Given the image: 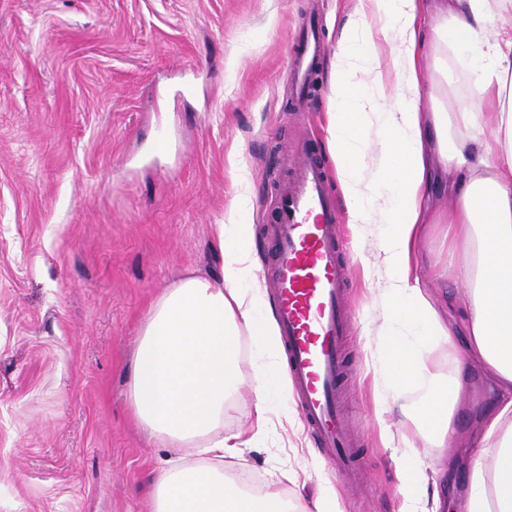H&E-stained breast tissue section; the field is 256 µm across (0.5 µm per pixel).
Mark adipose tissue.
Returning <instances> with one entry per match:
<instances>
[{
    "label": "adipose tissue",
    "instance_id": "ef3b65f1",
    "mask_svg": "<svg viewBox=\"0 0 512 512\" xmlns=\"http://www.w3.org/2000/svg\"><path fill=\"white\" fill-rule=\"evenodd\" d=\"M337 43L331 66L328 144L358 237L370 225L388 230L380 241L388 271L383 290L379 354L396 394L414 393L413 422L430 448L454 444L451 418L461 398V377L476 364L500 391L480 425L481 450L455 512H512V0H450L429 30L420 19L429 0H368ZM396 47L394 77L363 80L373 67L367 50L372 19ZM452 48L470 63L472 99L449 111L455 90L425 92L423 61ZM377 126L375 144L365 132ZM482 151L472 145L481 132ZM456 174V203L448 222V266L460 293L448 303L462 319L450 324L430 293L410 278L423 236V203L431 169ZM225 223L215 225L223 264L219 277L195 275L173 282L142 323L133 357L130 407L164 448L191 449L195 460L168 461L156 476L153 512H337L327 489L312 504L267 486L257 491L229 476L224 460L251 448L266 434L267 394L287 387L278 329L273 318L256 319L253 229L241 220L251 203L248 175ZM252 336L267 357L244 374L241 336ZM431 347L447 349L455 368L439 379L423 361ZM237 402L250 423L224 431V407ZM399 512H438L428 496L423 460L410 448Z\"/></svg>",
    "mask_w": 512,
    "mask_h": 512
}]
</instances>
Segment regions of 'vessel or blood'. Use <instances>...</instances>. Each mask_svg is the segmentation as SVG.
<instances>
[{"label":"vessel or blood","mask_w":512,"mask_h":512,"mask_svg":"<svg viewBox=\"0 0 512 512\" xmlns=\"http://www.w3.org/2000/svg\"><path fill=\"white\" fill-rule=\"evenodd\" d=\"M301 43L302 52L291 61L289 87L290 96L300 102L308 95L322 52L315 23H308ZM340 222L323 157L298 152L291 180L275 197L269 269L275 318L302 417L328 463L352 481L360 466L356 430L341 401L352 267Z\"/></svg>","instance_id":"vessel-or-blood-1"}]
</instances>
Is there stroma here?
Wrapping results in <instances>:
<instances>
[{
	"label": "stroma",
	"mask_w": 512,
	"mask_h": 512,
	"mask_svg": "<svg viewBox=\"0 0 512 512\" xmlns=\"http://www.w3.org/2000/svg\"><path fill=\"white\" fill-rule=\"evenodd\" d=\"M367 0H0V512H152L158 447L128 405L150 303L187 272L219 274L214 227L250 172L253 257L265 266L272 199L288 172L279 146L327 153L330 63L311 109L288 96L302 21L327 53ZM166 151L153 149L157 135ZM450 181H433L416 275L448 321L440 223ZM386 227L343 224L355 282L346 401L364 482L351 490L315 448L293 389L269 399L267 439L224 461L260 488L312 501L335 486L342 512H398L405 441L420 442L414 399L381 375L377 328ZM496 398L470 373L452 424L455 461L421 455L441 491L466 484L475 419Z\"/></svg>",
	"instance_id": "stroma-1"
}]
</instances>
